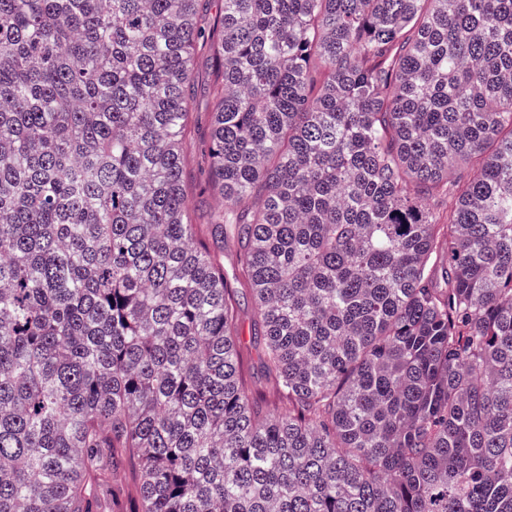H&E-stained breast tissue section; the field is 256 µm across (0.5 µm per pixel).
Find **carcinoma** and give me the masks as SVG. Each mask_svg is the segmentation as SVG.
I'll return each instance as SVG.
<instances>
[{
    "label": "carcinoma",
    "instance_id": "cac0c4a2",
    "mask_svg": "<svg viewBox=\"0 0 512 512\" xmlns=\"http://www.w3.org/2000/svg\"><path fill=\"white\" fill-rule=\"evenodd\" d=\"M214 2L0 0V512H512V0ZM191 80L195 93L188 104L190 128L183 145L184 188L194 209L200 237L221 254L224 268L229 270L236 264V248L231 241L223 242L222 237L214 235L210 226L211 215L224 207V198L217 191L204 193L203 190L208 178L209 119L221 83L218 64L208 49L201 48L195 53ZM240 295V329L245 342L248 355V368L246 370V385L255 395L262 394L268 402V407L273 409L277 404L273 386L261 367V349L258 342L248 345L250 336L258 333V315L248 295L242 291ZM106 494L111 512H137L139 510L140 503L136 491V473L130 464L122 466L120 477L112 483Z\"/></svg>",
    "mask_w": 512,
    "mask_h": 512
}]
</instances>
